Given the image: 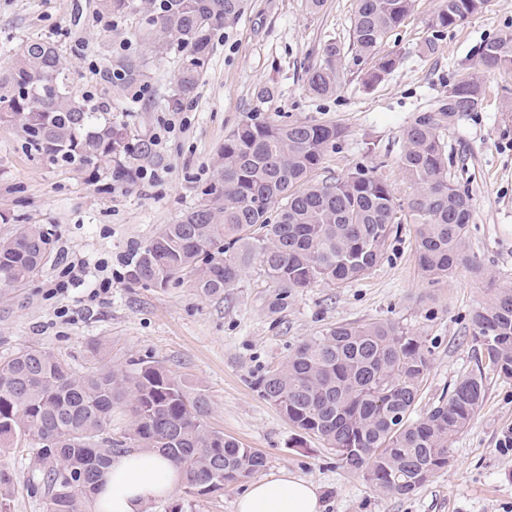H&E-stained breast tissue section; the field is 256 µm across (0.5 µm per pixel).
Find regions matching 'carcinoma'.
<instances>
[{
  "mask_svg": "<svg viewBox=\"0 0 512 512\" xmlns=\"http://www.w3.org/2000/svg\"><path fill=\"white\" fill-rule=\"evenodd\" d=\"M110 14L138 10L136 0H102ZM415 0H356L352 43L359 56L376 59L374 83L397 59L375 58L388 34L411 14ZM488 0H442L431 25H459ZM244 0H150L136 40L150 54L115 57L109 75L128 86L149 78L150 58L180 57L171 112L196 91L212 50L213 35L235 22ZM336 44L325 64L308 74L316 96L336 91ZM473 72L455 81L434 112H423L403 132L399 165L413 191L407 214L417 225V257L428 279L451 277L470 263L466 240L472 215L469 195L448 179L439 122L482 106L475 73L512 74V32L486 42ZM0 123L13 126L25 148L60 167L125 176L122 158L132 152L126 125L112 121L96 96L75 92L57 45L26 40L0 70ZM345 136L340 125L272 123L257 115L225 139L217 176L199 203L175 224L162 225L133 257L131 276L156 288L189 279L206 295L240 281L245 265L260 260L271 280L288 288L324 284L340 288L364 277L383 256L397 205L387 182L363 170L315 181L328 152ZM116 166H111V163ZM0 239V291L25 285L50 260L54 242L39 224H23ZM475 339L489 362L512 378V289L496 290L472 315ZM430 369L422 337L388 322L337 324L302 341L285 364L259 381L263 397L302 434L315 437L379 492L414 493L450 464L455 435L479 413L485 377H462L448 398L422 416L411 414ZM128 407L122 439L108 431L112 408ZM208 403L154 362L122 372H81L40 348L0 359V447L39 441L44 463L45 512H80L97 491L112 456L133 448H160L183 480L171 512H188L195 498L260 472L266 460L207 422Z\"/></svg>",
  "mask_w": 512,
  "mask_h": 512,
  "instance_id": "cac0c4a2",
  "label": "carcinoma"
}]
</instances>
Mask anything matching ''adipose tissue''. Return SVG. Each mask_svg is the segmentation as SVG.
<instances>
[{"label": "adipose tissue", "instance_id": "adipose-tissue-1", "mask_svg": "<svg viewBox=\"0 0 512 512\" xmlns=\"http://www.w3.org/2000/svg\"><path fill=\"white\" fill-rule=\"evenodd\" d=\"M181 478L159 449L115 456L95 495L96 512H142L147 502L167 498ZM236 512H321L318 488L283 470L250 483Z\"/></svg>", "mask_w": 512, "mask_h": 512}]
</instances>
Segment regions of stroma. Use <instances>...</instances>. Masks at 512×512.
<instances>
[{
  "instance_id": "35a3bbf8",
  "label": "stroma",
  "mask_w": 512,
  "mask_h": 512,
  "mask_svg": "<svg viewBox=\"0 0 512 512\" xmlns=\"http://www.w3.org/2000/svg\"><path fill=\"white\" fill-rule=\"evenodd\" d=\"M97 5L0 0V64L21 41L56 43L73 87L111 102L113 120L127 124L134 149L127 166L160 177L104 190L87 174L32 155L16 130L0 123V213L43 225L55 240L50 261L31 282L0 295V358L34 346L80 371L159 362L206 395L211 427L265 456V474L286 470L318 486L322 512H512V451L501 449L504 430L512 428V379L493 368L471 326L472 312L489 301L492 289L512 288V75L482 74L479 111L438 128L448 177L471 198L467 253L482 274L463 269L449 278L423 277L416 227L401 223L380 262L339 288H287L257 261L215 296L186 280L155 288L130 275L134 253L161 225L176 223L197 204L202 184L217 174L225 136L256 112L288 123L341 125L346 137L326 156L316 180L360 169L383 177L396 203H404L411 192L399 166L404 129L435 109L480 46L512 32V0H489L483 12L441 31L430 25L440 0H415L378 50L397 56L396 68L372 86L365 83L372 63L359 60L352 45L356 0H325L317 13L306 0H245L242 16L213 38L184 124L145 153L140 144L168 115L163 99L175 85L180 58L172 54L157 63L144 97L132 98L104 72L113 57L135 48L140 17L132 13L117 25L98 26L92 22ZM331 40L340 50V86L317 97L307 76L323 64ZM92 62L97 72H90ZM263 84L275 85L277 93L260 106L254 93ZM66 256L108 264L112 289L104 300L83 306L69 294L49 296ZM379 321L422 336L431 351L415 414L450 393L461 377L479 369L485 375L484 405L455 436L450 466L408 497L378 492L322 441L301 437L257 384L323 329ZM95 345L100 354H92ZM37 450L30 443L0 453V469L13 476L9 512H43Z\"/></svg>"
}]
</instances>
